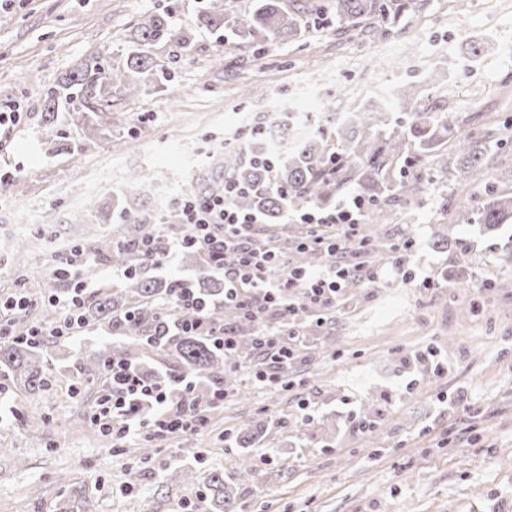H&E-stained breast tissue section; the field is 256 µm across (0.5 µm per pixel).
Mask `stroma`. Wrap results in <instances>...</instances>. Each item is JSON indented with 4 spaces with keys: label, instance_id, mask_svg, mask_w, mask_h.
I'll return each mask as SVG.
<instances>
[{
    "label": "stroma",
    "instance_id": "1",
    "mask_svg": "<svg viewBox=\"0 0 512 512\" xmlns=\"http://www.w3.org/2000/svg\"><path fill=\"white\" fill-rule=\"evenodd\" d=\"M199 0H0V290L15 280L51 283L65 251L84 242L77 223L87 202L120 221L113 198L127 171L169 194L217 169L225 139L241 122L267 128L270 98H294L307 82L327 84L324 100L302 101L309 131L335 123L411 81L420 106L444 112L461 131L497 132L503 143L484 184L430 163L392 167L414 189L390 203L392 220L376 237L390 256L378 276L347 289L324 311L321 328L301 339L284 390L254 377L248 361L226 364V396L205 429L151 442L148 458L113 449L88 425L73 426L78 403L64 386L32 397L8 388L0 401V512H57L72 489L81 512H211L203 486L224 473L240 512H512V223L484 234L478 203L512 194V0H428L407 9L381 38L339 33L333 15L297 42L241 48L223 32L197 29L190 51L157 48L173 80L165 89L112 97L107 132L70 154L78 133L69 113L53 125L43 100L87 55L103 66L123 57L145 17L186 24ZM485 42L474 67L438 77L439 56ZM404 47L381 65V49ZM260 85L248 98L244 87ZM26 249H12L16 239ZM412 241L411 252L401 245ZM93 331L49 340L54 369L75 373L76 358L104 351ZM262 442L242 450V425ZM250 453L256 477L235 479ZM140 479L120 493L127 469ZM197 475L187 484L184 469Z\"/></svg>",
    "mask_w": 512,
    "mask_h": 512
}]
</instances>
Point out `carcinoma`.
<instances>
[{"mask_svg":"<svg viewBox=\"0 0 512 512\" xmlns=\"http://www.w3.org/2000/svg\"><path fill=\"white\" fill-rule=\"evenodd\" d=\"M427 0H330L328 8L336 20L349 30L386 36L395 27L402 12L411 4L424 7ZM316 0H291L285 8L283 0H254L249 10L230 14L224 0H204L190 23L176 27L162 16H150L140 22L128 40L122 64L104 69L96 55H90L60 77L57 87L46 94L44 111L47 122L57 119L61 108L73 113L72 122L82 132L74 150L82 151L90 140L99 137L100 114L112 105V90L130 96L140 93L146 82L164 81L167 72L156 63L155 47L174 44L186 51L193 43L192 28L224 29L234 41L243 45H260L274 40L293 42L309 28V20L327 8ZM418 86L403 83L395 95L403 105V116L389 117L387 112H357L351 119L339 117L328 130L281 146V127H269L262 136H254L242 150L224 152L220 169L198 181L188 182L183 192L191 195L212 194L230 179L249 187L233 198V205L251 213L265 224H281L288 208L323 203L344 185L355 180L365 183L368 210L367 224L387 223L388 197L407 193L411 185L401 179L393 184L385 181L390 164L401 159L407 164L432 158L442 167L448 156L439 151V144L450 139L448 117H422L418 108ZM489 133L469 132L454 141L455 162L469 180L480 183L486 179L494 159ZM418 144L415 155H409L410 143ZM338 147L351 160L344 176L332 172V147ZM275 181L287 194L268 189ZM150 186L139 173L131 171L119 193L118 215L122 230L115 235L104 234L80 250L92 260H104L118 269L133 268L117 288L102 287L88 298L81 308L84 328L105 332L115 338L112 345L98 356L79 363L78 376L71 381L73 396L81 395V387L100 381L105 362L113 359L144 365L145 359L172 363L173 373H190L221 383L224 375V354L204 336L167 329L169 321L160 303L172 298L181 288L194 289L195 296L207 303L208 322L227 328L235 336L238 353L255 357L263 353L253 336L256 323L245 318L237 305L224 302V278L212 273L219 265L215 257L194 249H186V257L196 262L202 272L197 280L166 279L148 275L152 264L166 248L155 218L131 206L146 195ZM512 217V197L489 194L479 209V221L485 232L496 231L499 224ZM154 238V252L144 255L137 246L143 239ZM295 251L297 265L308 267L329 260L325 253L282 240L274 249L279 256ZM34 305L26 312L12 316L17 339L0 341V365L5 377L18 389L35 395L50 383V367L40 349L25 342L30 321L48 325L57 318L55 309L32 293ZM206 490L217 512H234L236 499L226 490L224 473L209 474Z\"/></svg>","mask_w":512,"mask_h":512,"instance_id":"carcinoma-1","label":"carcinoma"}]
</instances>
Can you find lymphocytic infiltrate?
Masks as SVG:
<instances>
[{
	"label": "lymphocytic infiltrate",
	"instance_id": "obj_1",
	"mask_svg": "<svg viewBox=\"0 0 512 512\" xmlns=\"http://www.w3.org/2000/svg\"><path fill=\"white\" fill-rule=\"evenodd\" d=\"M241 191L237 183L228 181L222 194L176 196L170 207L178 212L184 231L172 239L167 256L188 246L224 259V298L240 305L257 321V336L268 353L267 367L280 374L287 360L294 356L286 341L293 332L286 325L265 320L252 302L254 294H262L271 308L294 310L298 307L320 311L338 306L345 284L353 279H373V272L357 262L359 223L364 216L365 202L352 197L334 209H297L291 219L297 224H318L329 228L328 236L309 238L310 246L337 253L336 261L322 269H288L284 258L251 246L249 232L255 219L242 213L232 203ZM87 258L76 249L66 257L67 288L54 293L49 301L58 311L54 323L32 326V341L46 337L68 340L81 333L79 315L93 282L86 272ZM176 329L193 331L209 338L213 344L232 353L235 339L222 329L210 328L204 320L203 306L195 304L188 294H180L163 305ZM224 402L223 389L204 394L198 390L195 377L180 374L148 376L138 366L123 362L106 363L98 397L89 417L104 434L114 441L164 440L179 433L194 432L207 423L208 414Z\"/></svg>",
	"mask_w": 512,
	"mask_h": 512
}]
</instances>
